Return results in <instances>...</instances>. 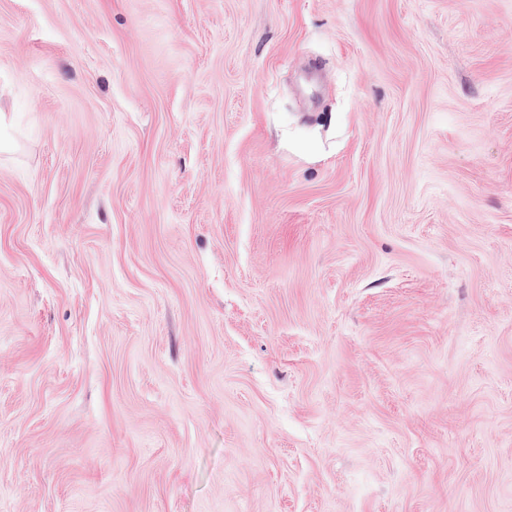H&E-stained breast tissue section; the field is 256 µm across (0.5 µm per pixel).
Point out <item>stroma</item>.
Listing matches in <instances>:
<instances>
[{
  "mask_svg": "<svg viewBox=\"0 0 512 512\" xmlns=\"http://www.w3.org/2000/svg\"><path fill=\"white\" fill-rule=\"evenodd\" d=\"M0 512H512V0H0Z\"/></svg>",
  "mask_w": 512,
  "mask_h": 512,
  "instance_id": "35a3bbf8",
  "label": "stroma"
}]
</instances>
